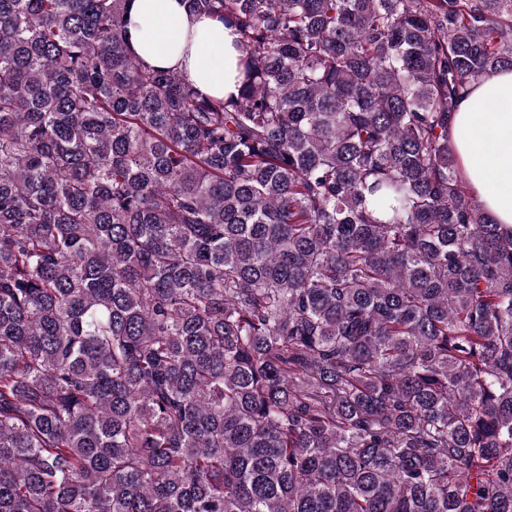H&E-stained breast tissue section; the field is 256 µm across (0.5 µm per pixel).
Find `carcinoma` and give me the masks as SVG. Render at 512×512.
Here are the masks:
<instances>
[{
	"label": "carcinoma",
	"instance_id": "obj_1",
	"mask_svg": "<svg viewBox=\"0 0 512 512\" xmlns=\"http://www.w3.org/2000/svg\"><path fill=\"white\" fill-rule=\"evenodd\" d=\"M0 0V512H512V226L448 125L512 0ZM127 29L145 65L178 72L211 96L234 90L237 52L224 22L191 13L185 0H133Z\"/></svg>",
	"mask_w": 512,
	"mask_h": 512
}]
</instances>
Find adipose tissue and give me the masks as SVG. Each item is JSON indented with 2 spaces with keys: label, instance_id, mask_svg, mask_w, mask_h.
<instances>
[{
  "label": "adipose tissue",
  "instance_id": "1",
  "mask_svg": "<svg viewBox=\"0 0 512 512\" xmlns=\"http://www.w3.org/2000/svg\"><path fill=\"white\" fill-rule=\"evenodd\" d=\"M131 52L145 65L178 72L211 96L234 89L233 37L222 21L191 13L186 0H133L128 14ZM495 99L501 111H479ZM472 196L496 223L512 225V70L470 84L448 128Z\"/></svg>",
  "mask_w": 512,
  "mask_h": 512
}]
</instances>
